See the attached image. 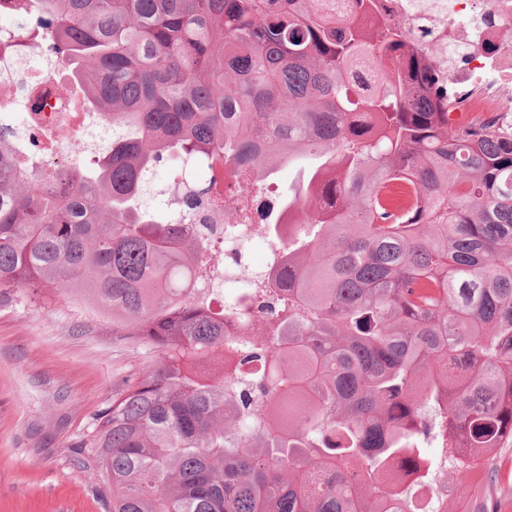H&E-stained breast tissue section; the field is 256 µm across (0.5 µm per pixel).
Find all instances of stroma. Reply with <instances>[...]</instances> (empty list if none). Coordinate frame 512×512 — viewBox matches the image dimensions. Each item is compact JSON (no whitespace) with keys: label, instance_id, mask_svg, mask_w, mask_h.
I'll return each instance as SVG.
<instances>
[{"label":"stroma","instance_id":"1","mask_svg":"<svg viewBox=\"0 0 512 512\" xmlns=\"http://www.w3.org/2000/svg\"><path fill=\"white\" fill-rule=\"evenodd\" d=\"M158 359L69 297L0 295V512H109L76 444Z\"/></svg>","mask_w":512,"mask_h":512}]
</instances>
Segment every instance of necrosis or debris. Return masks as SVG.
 Masks as SVG:
<instances>
[{
	"instance_id": "4bbe7bcc",
	"label": "necrosis or debris",
	"mask_w": 512,
	"mask_h": 512,
	"mask_svg": "<svg viewBox=\"0 0 512 512\" xmlns=\"http://www.w3.org/2000/svg\"><path fill=\"white\" fill-rule=\"evenodd\" d=\"M386 6L446 51L448 80L457 88L452 114L502 122L512 116V0H386ZM41 55L28 44L16 57L0 59V107L31 88L42 91V111L29 113L18 132L43 137L34 164L50 175L68 165L69 140L89 147L102 139L92 115L76 111L72 93L61 91L58 65L32 67Z\"/></svg>"
}]
</instances>
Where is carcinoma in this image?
Masks as SVG:
<instances>
[{
	"mask_svg": "<svg viewBox=\"0 0 512 512\" xmlns=\"http://www.w3.org/2000/svg\"><path fill=\"white\" fill-rule=\"evenodd\" d=\"M351 2L0 0L112 132L45 178L0 126V294L85 297L161 353L78 444L112 512H418L442 469L460 497L485 473L483 512L512 489V132L452 123L440 51ZM284 167L277 271L239 300V251L181 213L235 221L241 174ZM152 183L154 187V192L156 193L154 199L152 200V203L156 207H158L159 215L163 216L169 211L170 208H175L173 201H171V191L168 190L169 179L167 177L166 166H160L157 168V170L152 176Z\"/></svg>",
	"mask_w": 512,
	"mask_h": 512,
	"instance_id": "1",
	"label": "carcinoma"
}]
</instances>
